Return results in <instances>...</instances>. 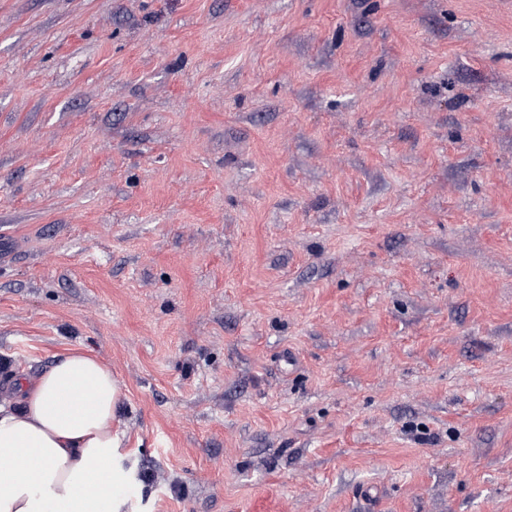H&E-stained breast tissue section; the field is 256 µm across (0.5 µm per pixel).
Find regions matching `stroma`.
Returning a JSON list of instances; mask_svg holds the SVG:
<instances>
[{"label": "stroma", "instance_id": "stroma-1", "mask_svg": "<svg viewBox=\"0 0 512 512\" xmlns=\"http://www.w3.org/2000/svg\"><path fill=\"white\" fill-rule=\"evenodd\" d=\"M75 349L146 512H512V0H0V403Z\"/></svg>", "mask_w": 512, "mask_h": 512}]
</instances>
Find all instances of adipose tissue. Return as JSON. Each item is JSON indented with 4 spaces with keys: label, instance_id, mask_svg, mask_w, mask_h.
Returning a JSON list of instances; mask_svg holds the SVG:
<instances>
[{
    "label": "adipose tissue",
    "instance_id": "obj_1",
    "mask_svg": "<svg viewBox=\"0 0 512 512\" xmlns=\"http://www.w3.org/2000/svg\"><path fill=\"white\" fill-rule=\"evenodd\" d=\"M121 389L88 353L60 356L0 404V512H130L135 461L117 429Z\"/></svg>",
    "mask_w": 512,
    "mask_h": 512
}]
</instances>
